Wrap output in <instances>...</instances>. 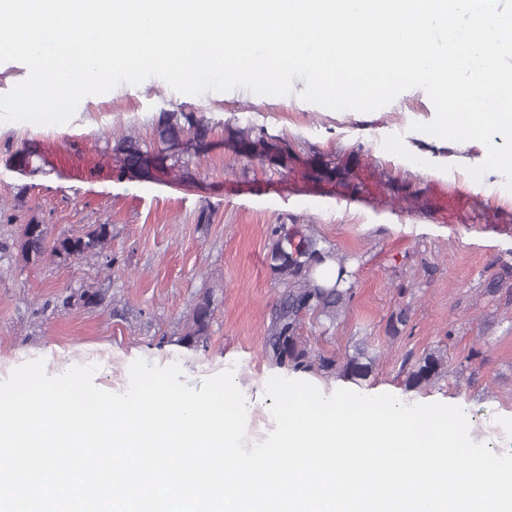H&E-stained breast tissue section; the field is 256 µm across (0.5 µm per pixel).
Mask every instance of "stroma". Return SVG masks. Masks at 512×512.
I'll return each mask as SVG.
<instances>
[{"label":"stroma","instance_id":"1","mask_svg":"<svg viewBox=\"0 0 512 512\" xmlns=\"http://www.w3.org/2000/svg\"><path fill=\"white\" fill-rule=\"evenodd\" d=\"M304 88L297 79L286 96L245 88L188 96L151 77L84 98L63 124L0 122V380L38 358L53 376L96 366L95 385L112 392L127 390L139 358L179 364L195 388L230 370L255 405L246 437L265 440L275 428L262 405L266 383L291 372L267 344L284 292L269 253L283 225L343 257L352 292L336 315L302 314L308 377L328 389L459 400L477 440L512 452V191L499 173L478 183L466 173L484 160L481 143L460 149L412 131L434 116L423 89L361 113L306 102ZM163 112L204 117L206 146L183 142L179 171L121 174V140L154 143ZM244 128L286 152L287 166L240 155L233 137ZM25 146L40 153V172L13 163ZM32 221L73 237L106 224L110 240L75 262L27 263L17 242ZM94 292L101 302H87ZM205 298L208 335L185 342ZM431 352L443 376L408 386ZM361 353L371 376H343L347 358Z\"/></svg>","mask_w":512,"mask_h":512}]
</instances>
